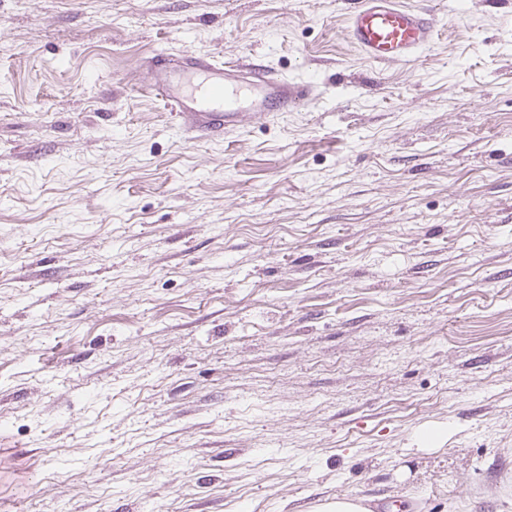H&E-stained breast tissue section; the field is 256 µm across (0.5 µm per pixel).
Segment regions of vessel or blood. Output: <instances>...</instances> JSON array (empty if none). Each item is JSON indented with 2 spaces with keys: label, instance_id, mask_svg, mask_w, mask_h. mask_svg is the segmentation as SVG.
<instances>
[{
  "label": "vessel or blood",
  "instance_id": "vessel-or-blood-1",
  "mask_svg": "<svg viewBox=\"0 0 512 512\" xmlns=\"http://www.w3.org/2000/svg\"><path fill=\"white\" fill-rule=\"evenodd\" d=\"M348 40L374 63H408L439 34L435 15L399 0H358L345 28ZM137 92L161 98L198 136L222 137L248 120L294 112L317 98L311 81L290 78L261 63H219L207 56L175 55L155 48Z\"/></svg>",
  "mask_w": 512,
  "mask_h": 512
}]
</instances>
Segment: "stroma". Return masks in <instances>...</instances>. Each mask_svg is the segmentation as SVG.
Returning <instances> with one entry per match:
<instances>
[{
  "label": "stroma",
  "instance_id": "obj_1",
  "mask_svg": "<svg viewBox=\"0 0 512 512\" xmlns=\"http://www.w3.org/2000/svg\"><path fill=\"white\" fill-rule=\"evenodd\" d=\"M354 2L0 0V512H498L512 0H406L410 65ZM160 44L320 98L188 138ZM345 28L347 39L373 63H409L438 38L437 17L399 0H359Z\"/></svg>",
  "mask_w": 512,
  "mask_h": 512
}]
</instances>
